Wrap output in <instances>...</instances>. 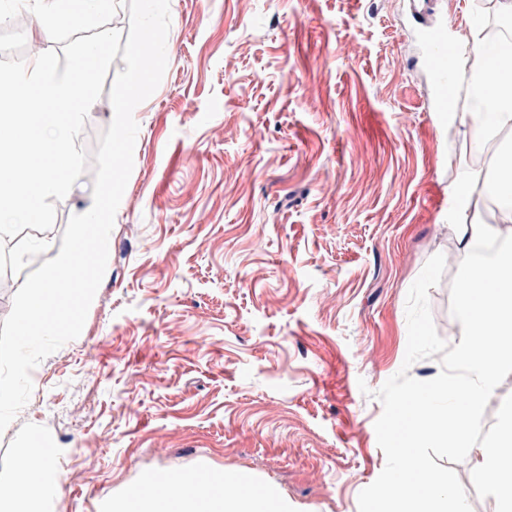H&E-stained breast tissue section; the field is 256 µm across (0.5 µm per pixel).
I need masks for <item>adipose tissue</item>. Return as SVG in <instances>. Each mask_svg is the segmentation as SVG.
I'll use <instances>...</instances> for the list:
<instances>
[{
    "mask_svg": "<svg viewBox=\"0 0 512 512\" xmlns=\"http://www.w3.org/2000/svg\"><path fill=\"white\" fill-rule=\"evenodd\" d=\"M483 109L468 119L474 137L512 126V49L485 57L482 72L476 75ZM55 463L44 449L34 448L20 456L15 477L0 483V512H45L49 492L35 479L36 473L54 469ZM477 484L491 486L498 500V512H512V405L504 411L500 429L479 448L473 470ZM144 512H285L276 496L255 493L252 485L214 481L192 483L190 490L176 489L167 495L154 492L146 483Z\"/></svg>",
    "mask_w": 512,
    "mask_h": 512,
    "instance_id": "adipose-tissue-1",
    "label": "adipose tissue"
}]
</instances>
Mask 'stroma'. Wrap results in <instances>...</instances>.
I'll return each instance as SVG.
<instances>
[{
    "label": "stroma",
    "instance_id": "1",
    "mask_svg": "<svg viewBox=\"0 0 512 512\" xmlns=\"http://www.w3.org/2000/svg\"><path fill=\"white\" fill-rule=\"evenodd\" d=\"M167 68L133 113L134 166L108 263L79 337L32 373L40 389L0 433V481L33 441L65 476L49 512H112L162 471H244L288 512H358L386 457L374 393L401 368L406 300L427 260L439 336L450 313L458 232L445 217L459 177L477 176L469 220L512 127L474 140L429 111L410 34L412 0H169ZM465 32L499 0H429ZM115 58L75 140L113 119ZM93 170L55 204L50 230L6 238L22 285L55 258ZM453 467L473 512H497Z\"/></svg>",
    "mask_w": 512,
    "mask_h": 512
}]
</instances>
